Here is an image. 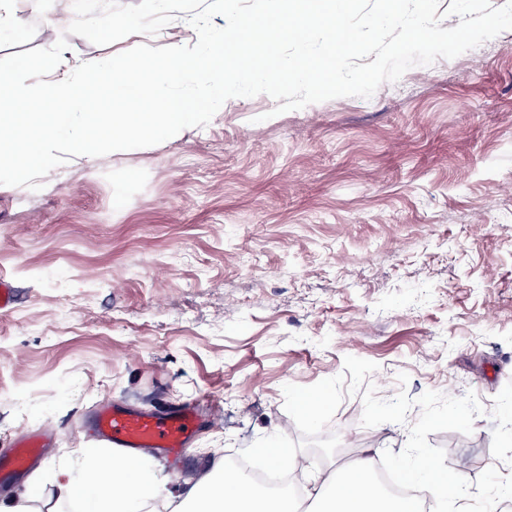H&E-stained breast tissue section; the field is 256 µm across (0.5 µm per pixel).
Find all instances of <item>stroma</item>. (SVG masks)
<instances>
[{"label": "stroma", "instance_id": "1", "mask_svg": "<svg viewBox=\"0 0 512 512\" xmlns=\"http://www.w3.org/2000/svg\"><path fill=\"white\" fill-rule=\"evenodd\" d=\"M69 2L19 12L0 58L63 35L75 66L197 41L181 12L99 46L66 35ZM276 106L231 98L178 139L0 186V456L57 429L0 499L96 447L102 406L205 399L217 419L158 460L170 486L270 437L309 484L330 435L337 461L375 448L395 478L439 461L465 512L512 483V30L368 99Z\"/></svg>", "mask_w": 512, "mask_h": 512}]
</instances>
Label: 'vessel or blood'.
Returning a JSON list of instances; mask_svg holds the SVG:
<instances>
[{
  "label": "vessel or blood",
  "mask_w": 512,
  "mask_h": 512,
  "mask_svg": "<svg viewBox=\"0 0 512 512\" xmlns=\"http://www.w3.org/2000/svg\"><path fill=\"white\" fill-rule=\"evenodd\" d=\"M204 421L200 407L188 406L174 412H131L111 407L100 412L96 424L107 448H154L166 454L184 453ZM54 434L46 428L32 432L17 443L16 451L0 458V481L26 466L33 454Z\"/></svg>",
  "instance_id": "1"
}]
</instances>
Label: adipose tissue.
<instances>
[{"mask_svg": "<svg viewBox=\"0 0 512 512\" xmlns=\"http://www.w3.org/2000/svg\"><path fill=\"white\" fill-rule=\"evenodd\" d=\"M79 469L53 468L47 494L30 492L0 501V512H59L61 504L82 501L89 512H298L299 503L283 494L271 497L245 476H228L220 463L179 492L167 490L156 464L140 453L106 454L77 449ZM374 450L321 473L310 491L318 512H447L448 474L435 463L417 464L413 479L423 484L420 499L389 498L370 491Z\"/></svg>", "mask_w": 512, "mask_h": 512, "instance_id": "adipose-tissue-1", "label": "adipose tissue"}]
</instances>
